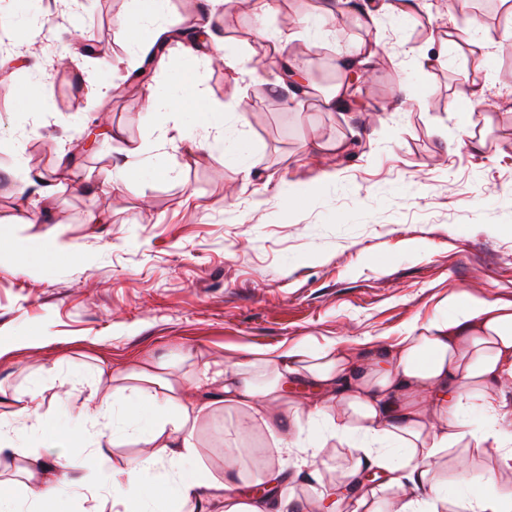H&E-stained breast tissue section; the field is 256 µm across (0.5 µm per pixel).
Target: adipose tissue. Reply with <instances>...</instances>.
<instances>
[{"mask_svg":"<svg viewBox=\"0 0 512 512\" xmlns=\"http://www.w3.org/2000/svg\"><path fill=\"white\" fill-rule=\"evenodd\" d=\"M362 55L352 44L339 52L336 78L321 93L326 107L349 103L347 77ZM146 103L152 112L191 113L195 126L213 130V147L240 160L238 150L224 144L223 107L192 74L179 79L177 93L147 89ZM448 306V313L410 323L387 344L370 337L315 347L301 340L251 352L232 368L190 350L188 373L150 358L121 370L97 362L90 367L78 441L95 455L107 432L113 446L131 441L143 449L112 469L91 467L80 456L63 464L49 460V449L63 438L44 409L42 382L14 394L0 389V465L14 470L13 490L0 493V512H45L66 488L88 502L87 512H302L301 497L280 473L271 477L276 499L231 492L240 449H228L223 479L199 466L186 469L199 455V423L218 405L244 413L289 452L298 449L304 428L314 427L309 447L300 449L304 466L315 465L330 440L346 446L336 481L311 488L317 512H378L353 490L367 468L395 490L390 512H446L438 465L453 448L490 453L488 465L467 475L463 512H512V432L503 428L512 422V404L502 392L512 385V310L463 293L450 295ZM302 383L313 387L314 397L290 401L289 388ZM474 411L486 416V426L468 428Z\"/></svg>","mask_w":512,"mask_h":512,"instance_id":"obj_1","label":"adipose tissue"}]
</instances>
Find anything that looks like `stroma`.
Returning a JSON list of instances; mask_svg holds the SVG:
<instances>
[{
  "label": "stroma",
  "instance_id": "obj_1",
  "mask_svg": "<svg viewBox=\"0 0 512 512\" xmlns=\"http://www.w3.org/2000/svg\"><path fill=\"white\" fill-rule=\"evenodd\" d=\"M61 3L34 0L45 26L27 40L25 18L0 0V121L11 132L0 142V233H57L76 251L35 270L0 257L1 384L17 389L41 367L80 381L95 358L118 366L191 348L230 366L303 339L391 340L457 292L512 307V16L499 0L481 21L460 0H421L410 18L383 11L366 26L323 0H272L261 19L254 0H224L213 22L237 48L235 66L187 62L174 42L151 83L193 67L227 107L224 138L251 163L247 182L203 148L206 133L175 140L173 120L145 110L144 86L127 85L155 43L149 27L129 44L131 0H88L78 20ZM265 30L323 87L337 51L359 43L366 71L354 106L330 112L313 98L286 109L271 89L275 65L252 74ZM445 34L459 44L478 35L491 53H441ZM39 79L42 111L18 112L16 86ZM108 83L121 93H106ZM86 115L98 139L89 152L71 129ZM470 133L482 148L463 147ZM132 141L148 147L130 158ZM122 168L132 177L113 183ZM291 187L310 189L304 204L284 202ZM34 212L44 223H30ZM244 421L219 409L199 426V464L219 479L224 431L242 427L241 495L266 472L297 470Z\"/></svg>",
  "mask_w": 512,
  "mask_h": 512
}]
</instances>
